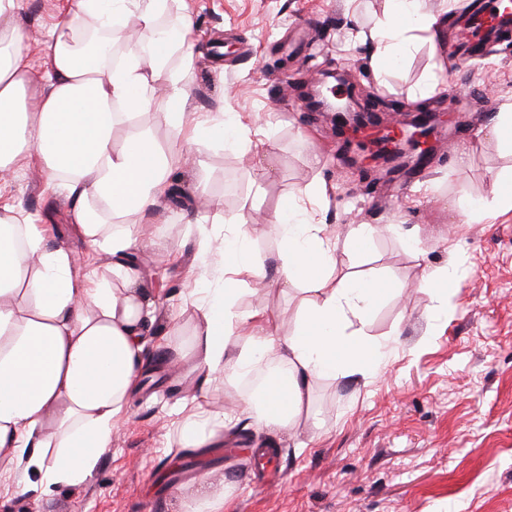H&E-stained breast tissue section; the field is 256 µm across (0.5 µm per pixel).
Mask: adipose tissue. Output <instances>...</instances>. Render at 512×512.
<instances>
[{
  "label": "adipose tissue",
  "instance_id": "1",
  "mask_svg": "<svg viewBox=\"0 0 512 512\" xmlns=\"http://www.w3.org/2000/svg\"><path fill=\"white\" fill-rule=\"evenodd\" d=\"M20 8L21 0H0V172L22 154L35 156L72 199L77 236L107 258L103 270L76 278L72 252L50 246L21 207L0 208V479H14L24 494L83 483L111 449L146 370L145 338L160 319L158 295L131 260L144 245L135 219L158 208L178 172L204 174L202 147L215 140L239 146L244 137L234 120L191 118L192 20L173 18L175 39L157 36L170 0H72L42 47L41 75L26 61L31 34L17 20ZM131 17L139 35L114 61L112 42ZM442 22L423 0H385L377 64L397 65L416 34H434ZM156 85L165 90L158 102L149 94ZM151 107L176 132V149L162 148L149 127L134 121L135 112ZM119 126L127 135L118 147ZM317 196L305 190L267 220L281 242L272 284L306 286L292 333L273 334L263 307L236 310L230 287L206 289L195 301L188 356L200 393L228 377L246 384L240 408L261 430L297 427L314 381L367 378L378 369L376 345L352 324L386 290L374 279L331 274L338 243L361 249L373 231L352 224L340 236L309 223L304 202ZM250 221L240 214L237 236L218 246L201 235L198 255L216 251L225 272H251L244 245ZM235 334L248 339L236 354L228 349ZM262 366L268 382H288L285 413L268 412L277 396L266 385H248ZM237 421L189 402L174 429L177 445L223 444Z\"/></svg>",
  "mask_w": 512,
  "mask_h": 512
}]
</instances>
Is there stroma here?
Segmentation results:
<instances>
[{
	"label": "stroma",
	"instance_id": "obj_1",
	"mask_svg": "<svg viewBox=\"0 0 512 512\" xmlns=\"http://www.w3.org/2000/svg\"><path fill=\"white\" fill-rule=\"evenodd\" d=\"M69 2L23 0L19 19L33 38V70H41V46ZM175 8L194 22L193 112L239 117L247 145H207L206 182L216 204L203 225L189 221L185 187L140 220L149 246L136 260L157 274L162 320L146 345L151 371L109 452L84 484L47 497L1 485L0 512H171V489L201 472L231 481L228 512H512V210L496 208L490 179L508 175L512 191V144L490 131L512 103V44L499 42L466 62L448 57L443 27L382 75L373 56L383 0H177ZM336 66L351 69L358 88L385 111L410 108L423 83L436 79L432 104L455 96L464 121L443 128L424 171L361 178L341 156L365 153L368 132L337 136L287 83ZM313 184L322 189L320 202L306 206L314 223L374 229L362 250L340 246L336 272L380 279L387 290L365 324L380 367L366 382L314 383L315 429L271 436L281 471L273 485L254 451L259 435L249 417L212 452L174 448V425L196 375L189 364L161 357L169 341L192 338L197 269L219 266V255L198 256L199 230L224 237L243 209L271 215ZM4 205L22 206L28 223L44 225L56 245L81 252L71 199L33 159L0 178ZM155 240L175 248L177 260L152 248ZM245 248L253 267L274 273L280 245L266 225H249ZM447 265L458 272L448 296L419 291ZM237 286L238 307L263 301L278 334L294 328L302 289L261 290L247 274Z\"/></svg>",
	"mask_w": 512,
	"mask_h": 512
}]
</instances>
